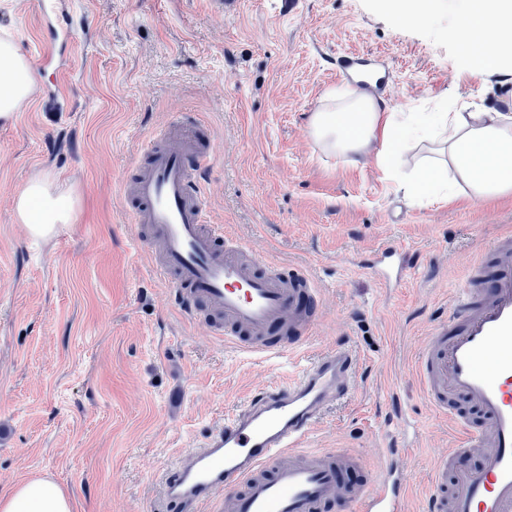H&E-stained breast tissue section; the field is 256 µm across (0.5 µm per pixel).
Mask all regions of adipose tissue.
Returning <instances> with one entry per match:
<instances>
[{"instance_id": "obj_1", "label": "adipose tissue", "mask_w": 512, "mask_h": 512, "mask_svg": "<svg viewBox=\"0 0 512 512\" xmlns=\"http://www.w3.org/2000/svg\"><path fill=\"white\" fill-rule=\"evenodd\" d=\"M464 56L512 71V0H461L449 31ZM33 94L30 65L8 31H0V122L15 121ZM333 107L313 113L310 135L326 151L373 156L379 168L399 175L409 196L422 191L442 198L464 195L485 200L512 193V113L390 111L383 99L347 87ZM428 144L430 154L402 169L406 145ZM72 191L44 174L30 179L14 197V212L31 237L53 236L75 221ZM0 512H73L65 491L48 478L22 482L0 493Z\"/></svg>"}]
</instances>
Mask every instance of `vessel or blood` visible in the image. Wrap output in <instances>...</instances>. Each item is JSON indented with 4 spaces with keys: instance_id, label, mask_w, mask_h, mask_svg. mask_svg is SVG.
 I'll use <instances>...</instances> for the list:
<instances>
[{
    "instance_id": "vessel-or-blood-1",
    "label": "vessel or blood",
    "mask_w": 512,
    "mask_h": 512,
    "mask_svg": "<svg viewBox=\"0 0 512 512\" xmlns=\"http://www.w3.org/2000/svg\"><path fill=\"white\" fill-rule=\"evenodd\" d=\"M54 0H42L40 34L70 42L71 28L51 27ZM211 160L198 127L177 146L151 136L120 195L133 226L159 255L154 274L173 305L225 342L277 355L303 345L321 315L320 288L304 270L251 253L207 220L202 172ZM491 267L475 263L446 322L434 326L413 374L430 409L458 426L448 452L432 461L428 512H512V238L491 246ZM412 267L401 244H386L368 263L385 288H400ZM357 358L338 345L297 376L262 388L213 423L196 449L161 479L173 512H405V427H398L382 474L348 484L354 460L343 448L307 452L303 444L322 415L355 391ZM482 451L478 467L459 460Z\"/></svg>"
}]
</instances>
